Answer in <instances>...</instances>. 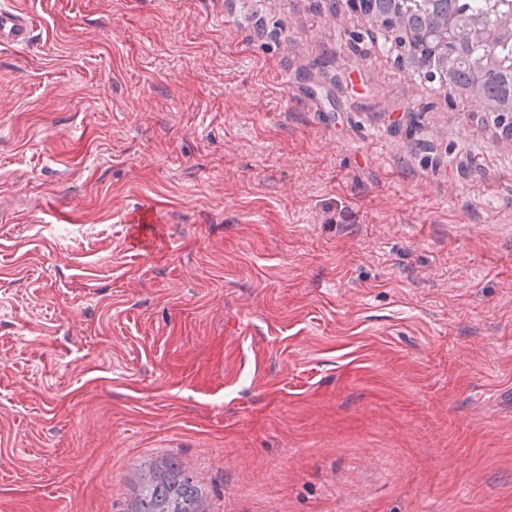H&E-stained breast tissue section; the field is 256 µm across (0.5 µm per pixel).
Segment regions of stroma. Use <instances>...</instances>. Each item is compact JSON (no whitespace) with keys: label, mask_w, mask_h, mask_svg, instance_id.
I'll list each match as a JSON object with an SVG mask.
<instances>
[{"label":"stroma","mask_w":512,"mask_h":512,"mask_svg":"<svg viewBox=\"0 0 512 512\" xmlns=\"http://www.w3.org/2000/svg\"><path fill=\"white\" fill-rule=\"evenodd\" d=\"M330 3L0 0V512H512V143ZM33 20L24 15L0 10V42L24 45L30 40ZM127 233L133 248L137 251H150L159 241L160 235L156 210L148 205H140L129 211L124 219ZM128 512H204L203 493L190 470L174 458L141 470ZM168 510L157 511L156 508Z\"/></svg>","instance_id":"stroma-1"}]
</instances>
